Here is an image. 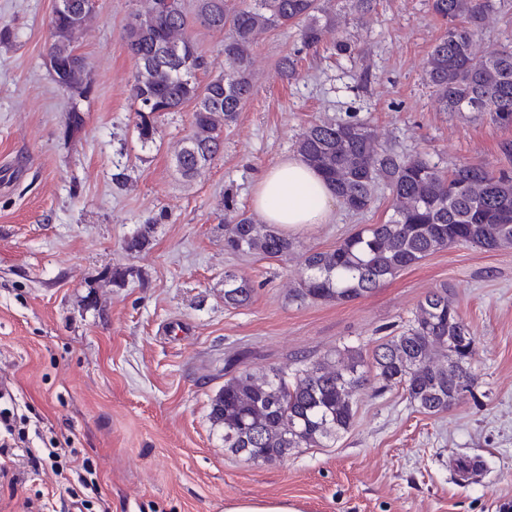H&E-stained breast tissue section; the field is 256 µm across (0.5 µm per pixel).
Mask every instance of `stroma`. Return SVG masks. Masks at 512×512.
Instances as JSON below:
<instances>
[{"label":"stroma","instance_id":"1","mask_svg":"<svg viewBox=\"0 0 512 512\" xmlns=\"http://www.w3.org/2000/svg\"><path fill=\"white\" fill-rule=\"evenodd\" d=\"M55 0H0V383L21 416L27 455L0 476V512H224L238 499L288 500L300 512H512V248L440 250L374 292L336 304L292 302L299 256L262 259L224 248L229 210H250L257 174L295 156L310 123L359 118L398 155L451 168L512 172V127L442 111L424 81L445 25L429 0H376L346 34L356 61L302 48L282 27L254 48L252 97L225 127L223 148L187 181L173 155L192 106L164 115L150 147L133 133L135 64L126 26L142 0H99L77 42L92 94L58 89L45 64ZM479 52L512 42V0H497ZM292 57L297 75L281 76ZM86 114L73 137L72 106ZM128 177L116 186L115 173ZM372 208L337 207L295 231L301 249L330 248L384 223ZM150 226L148 245L125 239ZM133 271L124 286L104 278ZM250 278V304H224V273ZM447 287L477 338V381L433 416L399 389L367 387L351 429L326 448L257 463L224 448L210 401L231 371L294 369L341 344L364 353L399 334L425 297ZM55 462H47L49 449ZM476 459L467 474L460 466ZM87 468L76 471L75 461Z\"/></svg>","mask_w":512,"mask_h":512}]
</instances>
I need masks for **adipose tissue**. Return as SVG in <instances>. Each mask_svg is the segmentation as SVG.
<instances>
[{
  "instance_id": "adipose-tissue-1",
  "label": "adipose tissue",
  "mask_w": 512,
  "mask_h": 512,
  "mask_svg": "<svg viewBox=\"0 0 512 512\" xmlns=\"http://www.w3.org/2000/svg\"><path fill=\"white\" fill-rule=\"evenodd\" d=\"M252 203L266 223L296 231L312 224L329 223L336 198L316 171L301 160L288 158L260 173Z\"/></svg>"
}]
</instances>
